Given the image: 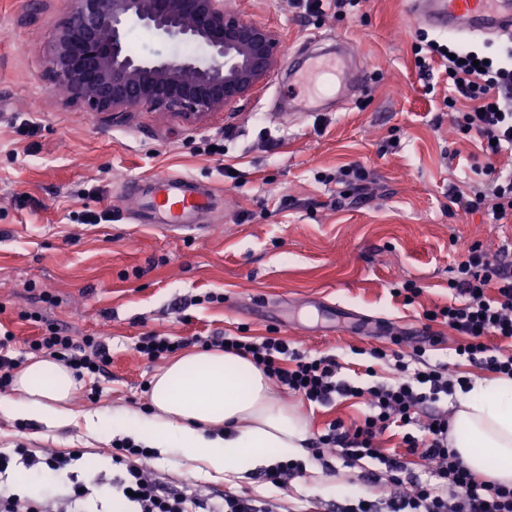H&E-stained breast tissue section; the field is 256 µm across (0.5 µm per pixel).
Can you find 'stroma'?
Here are the masks:
<instances>
[{
  "label": "stroma",
  "mask_w": 512,
  "mask_h": 512,
  "mask_svg": "<svg viewBox=\"0 0 512 512\" xmlns=\"http://www.w3.org/2000/svg\"><path fill=\"white\" fill-rule=\"evenodd\" d=\"M226 4L276 30L283 56L248 97L190 123L168 112L111 117L66 100L43 65L66 0H0V329L13 333L8 353L22 364L41 334L27 319L34 312L68 334L104 337L112 356L106 374L79 378L70 424L0 416V449L70 457L69 472L103 488L119 471L114 436L84 417L146 411L149 382L167 364L136 352L150 332L284 338L306 355L336 356L340 380L363 387L397 374L393 361L370 359L374 348L397 350L412 370L426 361L470 381L490 376L456 355V331L425 314L450 302L448 282L473 243L512 267V219L494 224L448 199L479 185L486 157L454 129L445 77L422 76L415 64L410 0H368L345 16L306 13L292 0ZM338 39L366 89L338 85L332 110L289 114L280 106L289 57ZM351 163L366 170L364 186L337 179ZM157 173L211 191L208 232L138 226L123 186L135 179L148 189ZM101 214L107 222L95 223ZM408 282L421 290L409 304L396 294ZM44 292L53 303L41 301ZM431 336L436 344L416 357L414 346ZM272 391L313 436L367 410L358 398L320 405L277 384ZM149 466L169 489L273 497L285 512H338L357 495H391L373 478L378 462L350 470L331 453L308 458L284 490L260 470L229 481L192 471L174 453Z\"/></svg>",
  "instance_id": "obj_1"
}]
</instances>
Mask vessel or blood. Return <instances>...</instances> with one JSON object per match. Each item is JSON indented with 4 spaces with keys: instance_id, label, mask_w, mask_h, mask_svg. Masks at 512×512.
Instances as JSON below:
<instances>
[{
    "instance_id": "1",
    "label": "vessel or blood",
    "mask_w": 512,
    "mask_h": 512,
    "mask_svg": "<svg viewBox=\"0 0 512 512\" xmlns=\"http://www.w3.org/2000/svg\"><path fill=\"white\" fill-rule=\"evenodd\" d=\"M411 7L422 25L453 36L512 33V0H412ZM302 70L314 78L324 74L343 78L349 68L345 56L320 51L307 55L303 65H288L289 75ZM150 183L138 211L152 216L151 230L185 236L204 232L201 220L211 208L209 194L200 192L186 176L157 174Z\"/></svg>"
}]
</instances>
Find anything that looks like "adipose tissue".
Masks as SVG:
<instances>
[{
	"label": "adipose tissue",
	"instance_id": "obj_1",
	"mask_svg": "<svg viewBox=\"0 0 512 512\" xmlns=\"http://www.w3.org/2000/svg\"><path fill=\"white\" fill-rule=\"evenodd\" d=\"M77 391L71 369L53 357H33L17 372L0 415L49 427L69 423ZM151 412L119 417L137 444L178 450L215 474L241 477L273 464L281 452L305 458L306 421L270 390L263 370L221 350L173 358L150 382ZM450 440L475 474L512 485V378L475 380L456 393Z\"/></svg>",
	"mask_w": 512,
	"mask_h": 512
}]
</instances>
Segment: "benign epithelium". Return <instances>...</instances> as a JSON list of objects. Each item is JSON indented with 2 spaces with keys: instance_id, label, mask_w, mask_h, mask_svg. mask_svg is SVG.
<instances>
[{
  "instance_id": "obj_1",
  "label": "benign epithelium",
  "mask_w": 512,
  "mask_h": 512,
  "mask_svg": "<svg viewBox=\"0 0 512 512\" xmlns=\"http://www.w3.org/2000/svg\"><path fill=\"white\" fill-rule=\"evenodd\" d=\"M190 42L203 56H135L127 34ZM281 39L224 0H68L45 56L52 81L91 112H174L200 121L250 95L275 70Z\"/></svg>"
}]
</instances>
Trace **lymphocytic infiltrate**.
I'll list each match as a JSON object with an SVG mask.
<instances>
[{"mask_svg": "<svg viewBox=\"0 0 512 512\" xmlns=\"http://www.w3.org/2000/svg\"><path fill=\"white\" fill-rule=\"evenodd\" d=\"M426 56L444 57L448 78V104L454 109L452 122L466 135L477 136L488 154L512 148V61H496L477 49L452 40L441 44L421 40ZM482 188L454 189L451 199L464 211L483 212L498 222L512 216V171L504 172L491 161L480 170ZM458 297L448 306L430 312L429 320H443L463 338L456 349L459 357L484 369L512 378V352L490 346L489 337L512 341V271L499 255L472 244L458 262L448 283ZM225 351L249 356L276 384L300 394L311 403L325 404L335 398H365L370 411L362 420L345 423L335 420L312 443L313 456L335 451L343 467H354L364 459L384 467L386 481L400 489L385 509L365 498L349 500L342 512H512V486L478 479L448 442L451 428L447 414L434 412L420 417V409L437 403L464 386L462 378L447 366L434 365L421 375L387 385L360 387L337 377L335 357H310L292 348L288 341L267 337L262 341L225 338ZM48 352L76 374L105 373L110 349L91 336L63 334L49 323L32 345ZM291 368H284V361ZM402 428L401 451L387 453L379 448L380 437L391 427ZM151 450L131 440L114 443L112 461L122 466V474L112 479L120 493H131L138 512H274L272 499L225 495L223 502H210L200 493L173 494L146 468ZM418 458L432 471L431 478L416 476L409 458Z\"/></svg>", "mask_w": 512, "mask_h": 512, "instance_id": "f902f5d3", "label": "lymphocytic infiltrate"}]
</instances>
